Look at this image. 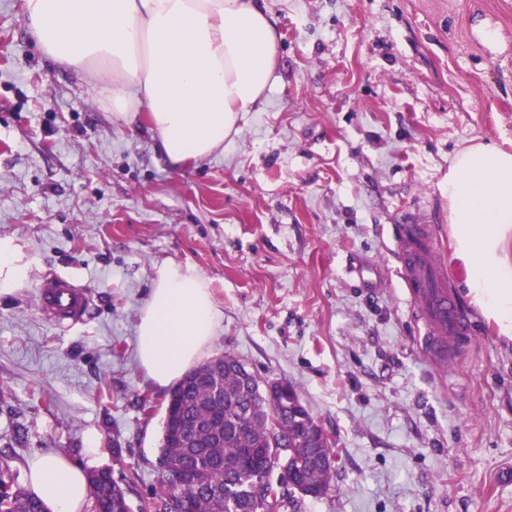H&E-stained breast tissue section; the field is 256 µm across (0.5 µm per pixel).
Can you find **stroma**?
Masks as SVG:
<instances>
[{"label":"stroma","mask_w":512,"mask_h":512,"mask_svg":"<svg viewBox=\"0 0 512 512\" xmlns=\"http://www.w3.org/2000/svg\"><path fill=\"white\" fill-rule=\"evenodd\" d=\"M264 5V104L175 169L0 0V238L28 267L0 291V450L24 486L31 455L86 463L92 429L96 469L132 507L151 497L167 391L139 365V311L189 263L221 311L208 357L291 383L339 450L327 495L289 490L282 512H512V340L477 309L438 361L391 255L403 219H427L465 299L448 167L476 141L512 151V0ZM49 273L90 289L82 323L42 314Z\"/></svg>","instance_id":"obj_1"}]
</instances>
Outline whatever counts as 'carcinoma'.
<instances>
[{"mask_svg":"<svg viewBox=\"0 0 512 512\" xmlns=\"http://www.w3.org/2000/svg\"><path fill=\"white\" fill-rule=\"evenodd\" d=\"M271 385L235 356L224 354L184 377L167 395L160 445L159 491L139 512H169L179 495L185 512H280L287 495L271 481L279 469L295 486L330 489L333 470L323 465L338 451L304 407L294 386L270 396ZM274 403H269V398ZM0 453V512H29L39 499L20 486ZM93 512H132L125 491L107 471L88 473Z\"/></svg>","mask_w":512,"mask_h":512,"instance_id":"cac0c4a2","label":"carcinoma"}]
</instances>
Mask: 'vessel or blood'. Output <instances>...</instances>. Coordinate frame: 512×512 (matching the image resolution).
Here are the masks:
<instances>
[{
	"label": "vessel or blood",
	"mask_w": 512,
	"mask_h": 512,
	"mask_svg": "<svg viewBox=\"0 0 512 512\" xmlns=\"http://www.w3.org/2000/svg\"><path fill=\"white\" fill-rule=\"evenodd\" d=\"M398 273L404 282L427 340L470 335L472 315L455 300L439 255L433 230L424 218L412 217L401 225L395 239ZM42 311L59 326L81 322L90 305V291L73 280L52 274L39 286Z\"/></svg>",
	"instance_id": "obj_1"
}]
</instances>
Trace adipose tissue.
I'll list each match as a JSON object with an SVG mask.
<instances>
[{"label": "adipose tissue", "mask_w": 512, "mask_h": 512, "mask_svg": "<svg viewBox=\"0 0 512 512\" xmlns=\"http://www.w3.org/2000/svg\"><path fill=\"white\" fill-rule=\"evenodd\" d=\"M24 19L53 62L90 77L113 117L149 130L172 167L222 151L241 113L265 98L279 37L262 0H24ZM455 256L467 295L512 339V152L478 142L448 169ZM220 311L189 264L164 265L139 313L138 356L165 387L204 356ZM29 489L51 512H88L81 466L61 454L28 462Z\"/></svg>", "instance_id": "obj_1"}]
</instances>
